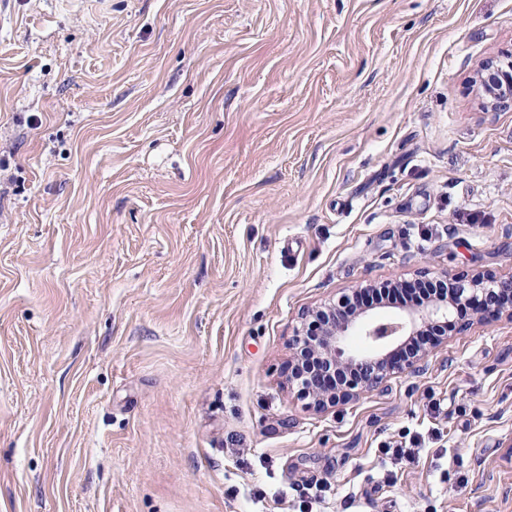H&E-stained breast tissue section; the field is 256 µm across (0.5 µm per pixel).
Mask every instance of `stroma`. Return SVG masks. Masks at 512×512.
I'll list each match as a JSON object with an SVG mask.
<instances>
[{
	"instance_id": "stroma-1",
	"label": "stroma",
	"mask_w": 512,
	"mask_h": 512,
	"mask_svg": "<svg viewBox=\"0 0 512 512\" xmlns=\"http://www.w3.org/2000/svg\"><path fill=\"white\" fill-rule=\"evenodd\" d=\"M489 61L512 0H0V512H512V323L281 374L340 289L512 276ZM421 446V436L416 434L409 438L408 443L405 439V441H400L396 444H385L382 451L383 454L390 455L391 459L398 463L402 461L414 462Z\"/></svg>"
}]
</instances>
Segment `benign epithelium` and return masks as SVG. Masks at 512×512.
I'll return each mask as SVG.
<instances>
[{"label": "benign epithelium", "instance_id": "benign-epithelium-1", "mask_svg": "<svg viewBox=\"0 0 512 512\" xmlns=\"http://www.w3.org/2000/svg\"><path fill=\"white\" fill-rule=\"evenodd\" d=\"M478 78L500 104L512 102V71L499 74L486 65ZM443 279L448 281L447 299L407 310L394 320H380L367 309L352 308L355 288L302 311L285 371L290 391L322 412L378 391L395 376L418 374L425 368L429 349L423 347L412 356L402 355L401 349L425 327L438 321L453 323V312L460 307H473L478 323L500 319L512 323V276L481 269L446 273ZM353 335L364 337L369 349H351L348 338Z\"/></svg>", "mask_w": 512, "mask_h": 512}]
</instances>
